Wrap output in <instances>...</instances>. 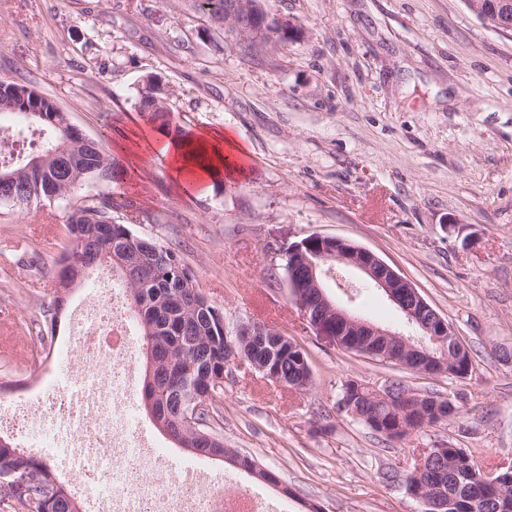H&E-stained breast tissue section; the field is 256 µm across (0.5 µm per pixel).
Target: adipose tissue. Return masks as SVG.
<instances>
[{"instance_id":"obj_1","label":"adipose tissue","mask_w":512,"mask_h":512,"mask_svg":"<svg viewBox=\"0 0 512 512\" xmlns=\"http://www.w3.org/2000/svg\"><path fill=\"white\" fill-rule=\"evenodd\" d=\"M198 142L207 148L216 150L219 154L212 166L202 168L191 164L186 156V141L174 138L164 142L161 146L162 153L169 157L171 166L180 181L194 180L196 186H204L206 180L215 178L224 170L237 169L238 164L234 162L235 145L232 138L224 136L220 132H205L200 135Z\"/></svg>"}]
</instances>
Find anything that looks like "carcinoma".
<instances>
[{"mask_svg": "<svg viewBox=\"0 0 512 512\" xmlns=\"http://www.w3.org/2000/svg\"><path fill=\"white\" fill-rule=\"evenodd\" d=\"M243 3L244 10L238 7ZM203 16L221 24L249 59L258 57L294 39L300 31L283 32L269 16L265 0H194ZM141 114L151 124L168 128L173 116L166 107L159 85L148 81L139 100ZM0 112H15L31 123L39 134L40 148L30 158L18 157L0 171L14 176L12 184L0 189V204L25 209L44 197L67 200L82 184L93 178L118 183L126 172L112 162L97 141L74 136L67 114L55 102L30 87L0 79ZM116 201L93 198L72 208L65 223L66 245L59 262L58 284L39 307L47 331L40 336L45 356L55 348L62 293L70 291L66 274L93 263V268L112 271L124 290L129 309L143 340L146 370L142 401L155 426L177 432L185 448H206L205 436L219 443L224 437L213 429L224 395V369L235 364L224 353V312L203 295L194 273L185 267L177 252L158 241L135 234L129 225L114 220ZM247 364L282 378L304 390L311 383V369L305 351L296 342L282 343L268 332L265 340L244 346ZM469 352L448 361L438 373L465 378L471 372ZM196 384L206 397L195 402L194 420L180 418L186 402L185 387ZM340 403L365 427L388 439V430L404 423L412 429L448 420L452 411L448 398L427 394L407 415L391 399L377 397L372 389L356 380L343 384ZM487 470L469 452L453 445L432 449V460L424 470L406 474V487L421 497L448 501L445 512H512V477L503 486L477 488ZM0 509L3 512H85L80 497L55 473L52 464L11 441L0 445Z\"/></svg>", "mask_w": 512, "mask_h": 512, "instance_id": "1", "label": "carcinoma"}]
</instances>
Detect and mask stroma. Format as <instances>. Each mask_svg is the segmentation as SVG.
Returning <instances> with one entry per match:
<instances>
[{
	"label": "stroma",
	"mask_w": 512,
	"mask_h": 512,
	"mask_svg": "<svg viewBox=\"0 0 512 512\" xmlns=\"http://www.w3.org/2000/svg\"><path fill=\"white\" fill-rule=\"evenodd\" d=\"M303 38L251 60L192 0H0V78L53 99L128 172L71 201L0 207V379L36 396L59 376L41 359L37 312L53 287L65 221L103 195L116 219L175 249L227 325L260 322L307 352L313 384L290 391L241 364L224 374L226 447L277 484L218 460L225 491L272 512H423L404 483L418 448L452 444L486 465L512 464V32L464 0H266ZM159 82L181 129L231 134L239 171L207 193L179 185L143 123L140 92ZM341 237L410 280L472 358L467 378L427 375L347 352L303 320L283 280V251ZM346 272L329 295L404 331L402 314ZM398 380L456 396L461 411L399 440L343 411L347 380Z\"/></svg>",
	"instance_id": "stroma-1"
}]
</instances>
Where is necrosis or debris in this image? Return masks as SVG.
I'll return each instance as SVG.
<instances>
[{
	"instance_id": "4bbe7bcc",
	"label": "necrosis or debris",
	"mask_w": 512,
	"mask_h": 512,
	"mask_svg": "<svg viewBox=\"0 0 512 512\" xmlns=\"http://www.w3.org/2000/svg\"><path fill=\"white\" fill-rule=\"evenodd\" d=\"M85 361L73 381L53 388L44 409L30 399H0L32 445H80L76 471L92 504L108 512H246L248 493H225L205 467H175L163 448L143 443L124 401L138 371L136 340L120 293L78 320Z\"/></svg>"
}]
</instances>
